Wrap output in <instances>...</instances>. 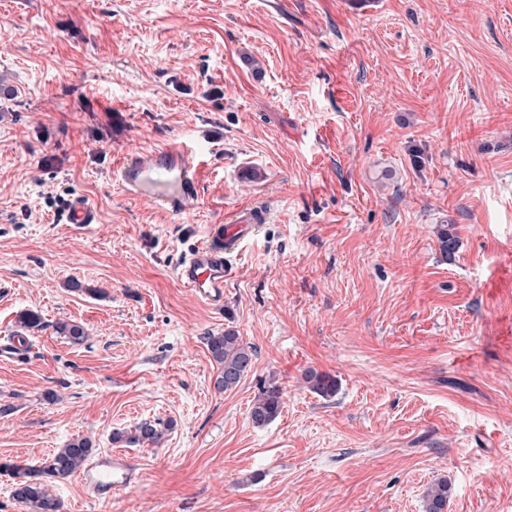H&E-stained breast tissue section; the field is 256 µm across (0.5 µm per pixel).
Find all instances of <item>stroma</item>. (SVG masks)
Instances as JSON below:
<instances>
[{"instance_id":"obj_1","label":"stroma","mask_w":512,"mask_h":512,"mask_svg":"<svg viewBox=\"0 0 512 512\" xmlns=\"http://www.w3.org/2000/svg\"><path fill=\"white\" fill-rule=\"evenodd\" d=\"M182 139L189 214L112 178ZM74 194L98 223H59ZM254 205L213 309L177 266ZM24 311L0 463L87 437L141 475L108 502L59 481L62 512H424L441 479L447 512H512V0H0V338ZM227 328L255 358L222 392ZM143 421L160 445L113 442ZM282 387L276 379L263 384L260 394L249 410V419L256 427H263L273 421L281 412Z\"/></svg>"}]
</instances>
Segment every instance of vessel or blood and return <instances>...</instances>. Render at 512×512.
Returning a JSON list of instances; mask_svg holds the SVG:
<instances>
[{"instance_id": "1", "label": "vessel or blood", "mask_w": 512, "mask_h": 512, "mask_svg": "<svg viewBox=\"0 0 512 512\" xmlns=\"http://www.w3.org/2000/svg\"><path fill=\"white\" fill-rule=\"evenodd\" d=\"M198 154V145L186 141L130 152L115 177L130 196L181 216L190 212L199 199ZM267 219L265 209L250 210L233 223L216 226L206 242L184 255L178 276L193 295L212 307L223 308L224 257L248 243ZM59 220L81 226L96 223L97 217L88 201L75 195L65 202ZM138 478L134 465L119 453L91 459L83 474L88 490L103 500L134 485Z\"/></svg>"}]
</instances>
